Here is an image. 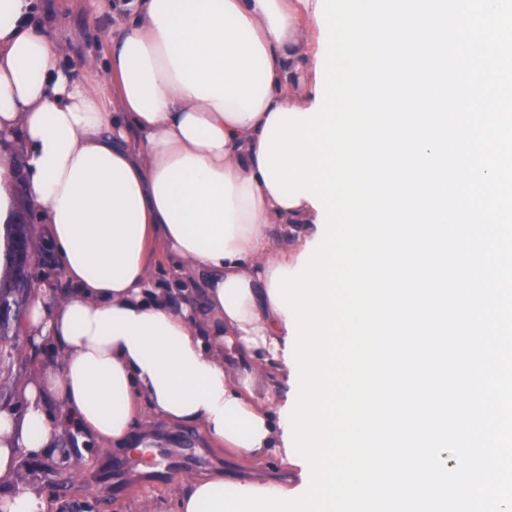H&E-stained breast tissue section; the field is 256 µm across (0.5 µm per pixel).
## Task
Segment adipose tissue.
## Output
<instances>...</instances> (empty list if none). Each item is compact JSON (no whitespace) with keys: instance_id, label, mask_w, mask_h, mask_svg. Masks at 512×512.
<instances>
[{"instance_id":"ef3b65f1","label":"adipose tissue","mask_w":512,"mask_h":512,"mask_svg":"<svg viewBox=\"0 0 512 512\" xmlns=\"http://www.w3.org/2000/svg\"><path fill=\"white\" fill-rule=\"evenodd\" d=\"M319 0H121L107 69L118 105L60 63L31 23L33 0H0V145L21 143L27 197L71 289L34 292L31 348L56 365L0 412V512H47L16 484L22 458L63 435L149 452L136 418L202 429L225 456L262 464L290 491L303 467L285 448L292 384L284 312L270 292L318 225L307 197L279 201L261 168L276 111L312 109ZM162 248L197 292L153 280ZM280 386L267 398L270 369Z\"/></svg>"}]
</instances>
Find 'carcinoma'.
Wrapping results in <instances>:
<instances>
[{
    "label": "carcinoma",
    "mask_w": 512,
    "mask_h": 512,
    "mask_svg": "<svg viewBox=\"0 0 512 512\" xmlns=\"http://www.w3.org/2000/svg\"><path fill=\"white\" fill-rule=\"evenodd\" d=\"M29 240L25 224H5L0 229V298L14 304L18 316L0 323V370L21 356L24 348L19 325L25 315L33 288L31 267L17 250L19 240Z\"/></svg>",
    "instance_id": "cac0c4a2"
}]
</instances>
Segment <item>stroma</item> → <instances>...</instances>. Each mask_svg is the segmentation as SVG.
<instances>
[{"instance_id": "35a3bbf8", "label": "stroma", "mask_w": 512, "mask_h": 512, "mask_svg": "<svg viewBox=\"0 0 512 512\" xmlns=\"http://www.w3.org/2000/svg\"><path fill=\"white\" fill-rule=\"evenodd\" d=\"M35 4L32 22L60 44L63 67L74 76L95 83L104 96H111L112 77L102 65L108 45L101 34L118 30L119 19L115 11L101 8L100 0H35ZM91 58L101 62L99 69L93 73L84 68L85 62ZM28 221L30 247L36 257V285L67 289L68 284L62 276L58 260L48 242L38 234L40 223L36 210H29ZM54 360L55 355L51 350L37 353L27 350L10 370L0 373V411L19 410V387ZM152 427L166 443L180 435H189L192 447L203 451V464L174 472L155 482L131 478L109 492L98 477L113 468L116 459L106 454L100 445L89 443L74 454L70 468H58L60 451L54 448L38 458L21 462L17 477L22 483L39 487L47 494L48 512H59L61 505L71 500L86 503L89 512H142V506L147 502L154 505L156 512H177V480L212 471L242 480L251 478L250 470L237 466L233 460L214 450L198 429H185L157 421L153 422Z\"/></svg>"}]
</instances>
